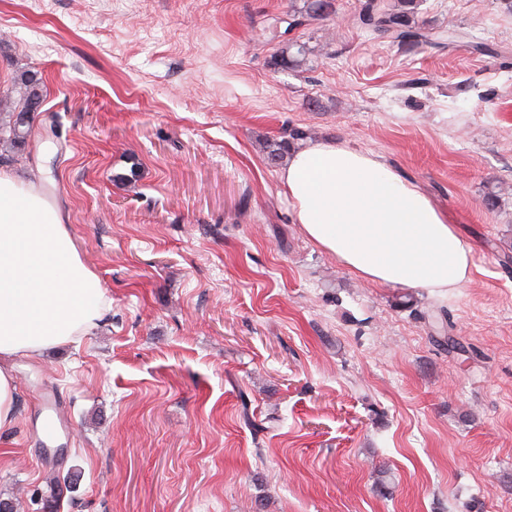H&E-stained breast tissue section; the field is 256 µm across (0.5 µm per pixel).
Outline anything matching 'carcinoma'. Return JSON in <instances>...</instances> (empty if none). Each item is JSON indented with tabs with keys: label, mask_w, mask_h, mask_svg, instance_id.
Instances as JSON below:
<instances>
[{
	"label": "carcinoma",
	"mask_w": 512,
	"mask_h": 512,
	"mask_svg": "<svg viewBox=\"0 0 512 512\" xmlns=\"http://www.w3.org/2000/svg\"><path fill=\"white\" fill-rule=\"evenodd\" d=\"M333 11V0H307L306 9L288 14L297 26L306 27ZM359 23L372 32L391 36L408 49H415L434 39L455 41L450 33H432L411 21L405 12L387 3V0H364L358 14ZM40 97L37 80L29 77L24 81V91L19 96L6 91L0 95V147L22 145L30 133L32 114Z\"/></svg>",
	"instance_id": "1"
}]
</instances>
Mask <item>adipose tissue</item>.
<instances>
[{"label": "adipose tissue", "mask_w": 512, "mask_h": 512, "mask_svg": "<svg viewBox=\"0 0 512 512\" xmlns=\"http://www.w3.org/2000/svg\"><path fill=\"white\" fill-rule=\"evenodd\" d=\"M280 181L304 235L365 282L444 297L470 281L454 224L375 154L311 141ZM104 304L62 213L0 166V434L17 423L14 358L74 343Z\"/></svg>", "instance_id": "1"}]
</instances>
